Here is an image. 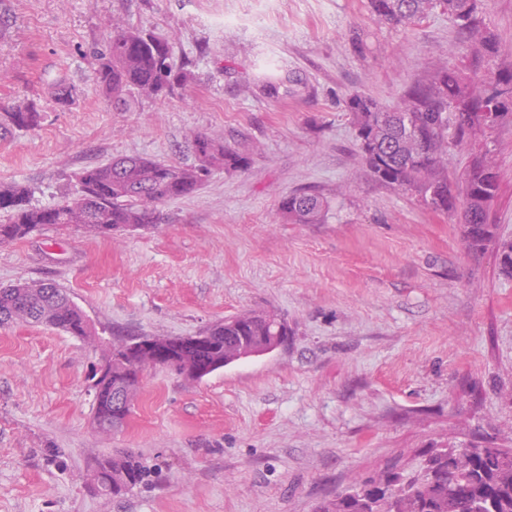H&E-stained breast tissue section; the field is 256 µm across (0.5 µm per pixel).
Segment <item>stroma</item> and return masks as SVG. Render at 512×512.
Listing matches in <instances>:
<instances>
[{"label":"stroma","mask_w":512,"mask_h":512,"mask_svg":"<svg viewBox=\"0 0 512 512\" xmlns=\"http://www.w3.org/2000/svg\"><path fill=\"white\" fill-rule=\"evenodd\" d=\"M166 36L196 85L121 111L100 96L92 51L112 18ZM480 30L512 68V0H482ZM448 14L374 20L367 0H0V107L34 103L28 130H0V182L59 202L84 167L139 155L191 166L198 132L249 158L160 205L148 230L103 239L53 228L0 245V286L45 281L120 335L192 336L273 310L288 340L192 382L148 370L127 425H93L88 374L101 356L47 326L0 327V512H314L425 448H512V278L493 247L469 248L461 215L375 180L354 142L348 95L392 107L437 63L470 66ZM304 88L245 93L269 72ZM65 78L75 102L58 107ZM496 162L490 218L512 238V120L479 140ZM327 202L291 224L282 200ZM60 451L47 461L45 448ZM147 468L130 494L90 488L96 460ZM326 207L327 202L320 195L300 192L285 198L280 210L293 224H315L322 218Z\"/></svg>","instance_id":"stroma-1"}]
</instances>
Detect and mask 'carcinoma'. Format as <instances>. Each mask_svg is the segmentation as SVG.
I'll return each mask as SVG.
<instances>
[{
    "mask_svg": "<svg viewBox=\"0 0 512 512\" xmlns=\"http://www.w3.org/2000/svg\"><path fill=\"white\" fill-rule=\"evenodd\" d=\"M481 0H368L371 14L381 23L414 25L435 10L452 15L461 29L475 34L473 57L481 60L498 51L491 34L477 32ZM101 48L94 51L93 80L112 103L124 105L136 96L167 98L186 92L194 74L173 66L169 41L153 31L114 19ZM478 72L465 73L448 66L436 68L432 79L410 87L391 110H385L362 92L345 101L356 131L362 161L379 181L414 195L426 208L448 212L461 209L468 246L480 250L496 246L500 269L512 276V240L498 236L489 208L498 191L492 159L472 154L463 183L448 175V153L472 146L483 130L477 121L486 111L500 119L512 118V98L498 100L482 87ZM294 78H269L258 88L270 97L288 95ZM4 122L17 129L38 125L33 105L19 104L3 113ZM197 159L193 166H175L139 156L116 158L83 169L78 190L54 205L32 206L19 183H0V244L21 240L45 227L82 229L102 236L113 227L132 231L160 222L158 205L194 193L213 168L241 170L249 159L203 134L191 136ZM327 202L316 194L289 195L280 210L294 224H315ZM16 322L45 324L81 341L98 332L88 327L84 312L68 294L52 283L24 282L0 287V325ZM212 347L201 351L185 347L180 338L165 347L164 360L192 359L200 365L224 358V348L245 340L273 347L288 338V323L274 312L242 315L207 328ZM149 336L120 337L123 349L104 352L101 366L90 378L94 422H106L110 432L126 424L132 404L112 409V396L123 383L137 387L141 369L135 365ZM144 470L128 453L96 462L94 490L105 495L126 493L142 482ZM316 512H512V453L490 444L470 448H430L419 469L408 473L393 464L361 484L321 502Z\"/></svg>",
    "mask_w": 512,
    "mask_h": 512,
    "instance_id": "obj_1",
    "label": "carcinoma"
}]
</instances>
